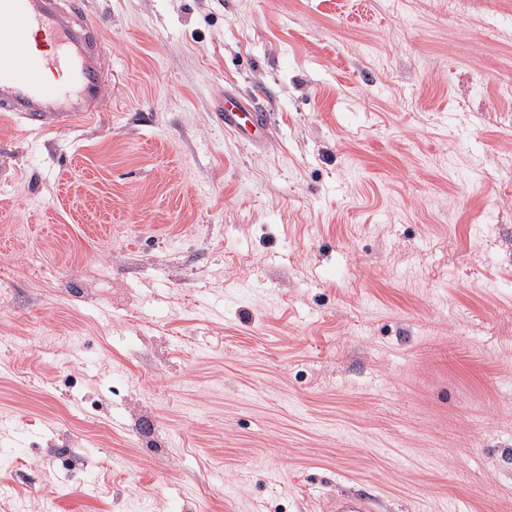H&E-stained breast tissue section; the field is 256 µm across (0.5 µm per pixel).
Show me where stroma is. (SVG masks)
<instances>
[{"mask_svg":"<svg viewBox=\"0 0 512 512\" xmlns=\"http://www.w3.org/2000/svg\"><path fill=\"white\" fill-rule=\"evenodd\" d=\"M87 7L103 112L0 116V512H512V0ZM217 112H221L224 130L241 134L252 144L262 141L272 131L270 115L255 101L224 96L219 100ZM375 499L367 492L358 491L347 495H338L331 499L329 512H373Z\"/></svg>","mask_w":512,"mask_h":512,"instance_id":"35a3bbf8","label":"stroma"}]
</instances>
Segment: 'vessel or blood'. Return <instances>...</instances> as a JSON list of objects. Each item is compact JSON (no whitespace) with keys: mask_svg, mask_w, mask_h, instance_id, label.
I'll return each mask as SVG.
<instances>
[{"mask_svg":"<svg viewBox=\"0 0 512 512\" xmlns=\"http://www.w3.org/2000/svg\"><path fill=\"white\" fill-rule=\"evenodd\" d=\"M112 55L100 19L84 0H0V113L40 132L75 126L102 111ZM227 131L251 143L269 136L272 121L255 101L222 97ZM371 494L331 499L329 512H374Z\"/></svg>","mask_w":512,"mask_h":512,"instance_id":"1","label":"vessel or blood"}]
</instances>
